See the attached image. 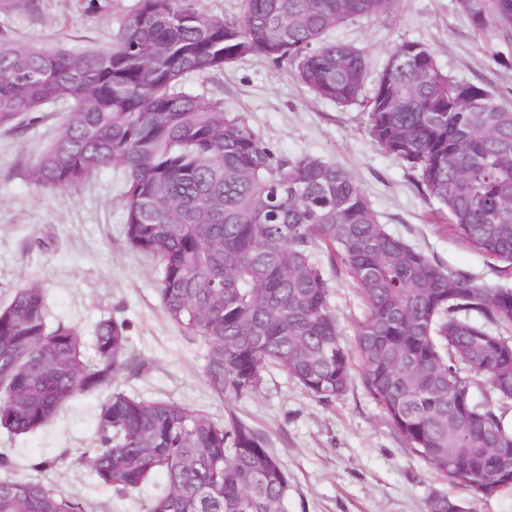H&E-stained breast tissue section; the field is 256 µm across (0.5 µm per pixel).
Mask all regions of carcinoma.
Returning <instances> with one entry per match:
<instances>
[{"instance_id": "obj_1", "label": "carcinoma", "mask_w": 512, "mask_h": 512, "mask_svg": "<svg viewBox=\"0 0 512 512\" xmlns=\"http://www.w3.org/2000/svg\"><path fill=\"white\" fill-rule=\"evenodd\" d=\"M395 2L241 0L229 19L198 0H138L108 46L84 51L19 46L0 32V125L70 107L27 170L37 188L124 171L126 241L157 262L169 320L204 341L213 395L249 397L276 369L329 403L358 367L406 449L470 499L489 500L512 488V427L497 409L512 401V287L442 268L380 224L345 168L279 156L242 116L182 89L191 73L258 56L291 67L321 99L360 104L371 138L415 173L443 218L512 269V108L475 84L461 96L410 40L392 48L366 96L368 56L330 39ZM456 4L477 30L512 40V0ZM338 264L364 305L350 342L331 303ZM128 344L124 324L102 320L88 359L76 328L50 322L44 289L17 288L0 306V431L41 430L73 397L108 389L86 456L99 486L125 495L162 473L166 488L144 512H285L288 472L245 420L112 390ZM0 512L88 505L52 484L5 478ZM427 512L470 507L434 494Z\"/></svg>"}]
</instances>
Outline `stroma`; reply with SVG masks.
Listing matches in <instances>:
<instances>
[{"label":"stroma","mask_w":512,"mask_h":512,"mask_svg":"<svg viewBox=\"0 0 512 512\" xmlns=\"http://www.w3.org/2000/svg\"><path fill=\"white\" fill-rule=\"evenodd\" d=\"M138 0H37L32 12L0 11V32L16 44L89 50L107 45ZM379 70L392 47L425 43L452 79L491 91L512 105V42L486 40L458 11L456 0H396L391 14L365 17L337 29ZM186 89L225 111L244 116L262 142L283 156L311 155L347 169L380 223L441 267L481 284L512 286V270L488 259L437 215L415 175L370 137L360 106L316 98L292 75L249 56L224 70L190 74ZM68 111L50 106L0 125V304L17 287L45 290L54 318L92 336L96 324L125 323L133 369L112 385L129 395L170 399L221 420L236 414L280 458L289 477L287 512H426L434 493L467 498L407 451L382 411L353 379L323 404L284 372H265L258 392L219 399L203 378L205 345L184 336L165 315L153 264L131 249L123 234L124 173L103 169L79 187L44 191L26 178L28 166L52 143ZM333 304L345 334L363 305L345 272L332 280ZM103 393L80 395L45 428L21 436L0 431V458L16 478L52 483L83 499L90 512H142L165 488L155 475L119 495L99 486L84 460L96 444L95 416ZM56 459L53 469L38 464Z\"/></svg>","instance_id":"stroma-1"}]
</instances>
